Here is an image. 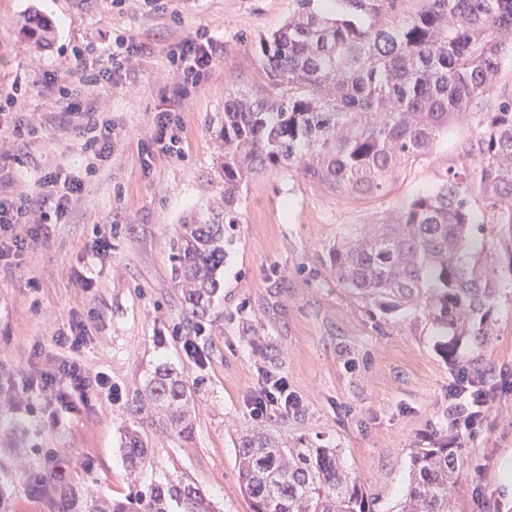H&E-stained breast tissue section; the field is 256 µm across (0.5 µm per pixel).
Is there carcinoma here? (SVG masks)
Segmentation results:
<instances>
[{"instance_id":"carcinoma-1","label":"carcinoma","mask_w":512,"mask_h":512,"mask_svg":"<svg viewBox=\"0 0 512 512\" xmlns=\"http://www.w3.org/2000/svg\"><path fill=\"white\" fill-rule=\"evenodd\" d=\"M312 2L297 0L285 24L260 38L264 87L224 93L217 202L186 216L169 241L188 328L197 329L223 296L224 256L249 180L298 173L340 200H382L452 121L469 116L476 134L433 190L378 224L350 226L329 248L333 278L368 314L428 319L436 349L453 359L463 343L491 340L500 290L512 283V258L488 262L493 242L479 228L499 224L512 236V92L481 107L512 51V0H423L414 15L385 25L374 18L388 0H344L334 15ZM20 32L42 48L56 39L55 24L38 9L22 16ZM476 197L486 204L481 215L471 205ZM194 404V384L159 365L133 413L189 440ZM427 439L412 449L408 483L390 512H455L458 435L435 430ZM235 451L248 512H376L340 448H305L301 437L247 425ZM121 452L127 491L77 495L62 512H218L196 483L148 477L153 458L143 429L125 431Z\"/></svg>"}]
</instances>
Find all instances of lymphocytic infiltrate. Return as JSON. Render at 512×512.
Wrapping results in <instances>:
<instances>
[{
  "mask_svg": "<svg viewBox=\"0 0 512 512\" xmlns=\"http://www.w3.org/2000/svg\"><path fill=\"white\" fill-rule=\"evenodd\" d=\"M134 51L131 39L123 36L105 44L101 49L109 63L105 69L87 62L82 52H75L74 80L61 83L59 87L62 119L71 127L80 141L81 151L87 153L92 162L84 175L47 171L39 176L34 192L9 197L0 195V266H20L30 240L37 237L44 225L59 224L66 219L73 203L83 195L85 175L94 174L97 162L111 157L117 138L114 124L99 113L82 111L75 99L76 88L102 85L108 73L126 70ZM220 52L217 41L205 29L169 50V63L180 78L179 99L186 98L190 88L208 74ZM182 121L179 104L154 114L149 134L140 143L143 170H151L155 155H179ZM20 224L26 225L25 233L17 232ZM88 331L86 319H72L68 333L54 337L57 353L47 368L40 365L45 355L43 346H33L29 367L21 377L10 383L0 381V398L15 404L20 394H27L26 416L38 420L47 429L91 413L101 401L118 399L119 393L110 378L91 372L79 358ZM511 389L512 376L505 373L491 379L463 372L454 377L448 384V399L464 410L457 422L459 435L474 437L484 426L492 400L499 392ZM248 409L255 419L273 412L297 414L303 409V400L290 388L286 377L268 374L250 397Z\"/></svg>",
  "mask_w": 512,
  "mask_h": 512,
  "instance_id": "obj_1",
  "label": "lymphocytic infiltrate"
}]
</instances>
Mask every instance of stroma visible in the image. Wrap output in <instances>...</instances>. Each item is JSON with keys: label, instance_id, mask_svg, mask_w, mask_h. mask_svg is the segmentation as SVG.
I'll list each match as a JSON object with an SVG mask.
<instances>
[{"label": "stroma", "instance_id": "obj_1", "mask_svg": "<svg viewBox=\"0 0 512 512\" xmlns=\"http://www.w3.org/2000/svg\"><path fill=\"white\" fill-rule=\"evenodd\" d=\"M32 3L59 28L52 47L16 34L15 18ZM294 8L295 0H171L165 12L146 0H125L119 8L111 0H0V100L16 96L15 111L40 124L27 142L0 140V152L26 158L24 166L0 170L2 195L34 191L44 171L83 174L85 156L59 121L57 82L72 66L73 47L83 48L91 62L119 35L140 48L113 85L83 88L76 96L82 111H109L118 133L112 161L86 177L84 195L64 223L44 226L20 269H0V366L26 369L34 344L67 332L72 316L91 309L81 359L106 373L123 397L54 430L0 402V512H60L66 498L86 488L123 493L121 437L138 422L131 400L161 364L185 370L203 387L192 440L146 425L156 476L188 478L221 512H247L232 430L250 422L247 401L265 368L286 376L304 404L301 414H274L267 426L341 449L346 466L385 512L404 490L411 448L451 424L449 381L463 369L512 372V286L500 293L488 345L467 344L450 362L436 352L428 320L376 323L329 271L328 248L345 225L385 218L460 162L475 132L467 116L453 122L382 202L339 201L298 176L250 181L224 260V296L202 334L207 362L200 367L185 357L173 334L184 310L171 277L169 240L181 219L215 192L208 179L217 164L214 129L225 90L258 82L255 46ZM201 28L223 41L224 54L183 106V159L155 157L152 174L144 175L137 141L154 112L169 107L177 82L166 54ZM116 220L114 249L97 258L94 237L110 235ZM79 269L94 278L92 290L77 281ZM51 448L67 462L59 491L50 499L29 497L27 476L50 469ZM463 455L456 512H512L498 478L501 458L512 456V392L491 404L483 432Z\"/></svg>", "mask_w": 512, "mask_h": 512}]
</instances>
